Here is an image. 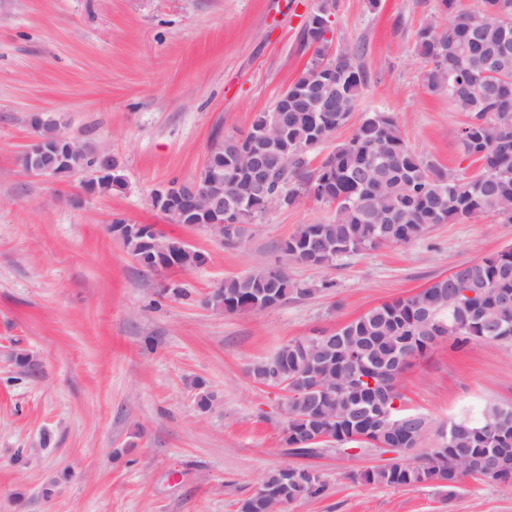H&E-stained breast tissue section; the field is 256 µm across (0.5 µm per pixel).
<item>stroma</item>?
Instances as JSON below:
<instances>
[{"label": "stroma", "mask_w": 512, "mask_h": 512, "mask_svg": "<svg viewBox=\"0 0 512 512\" xmlns=\"http://www.w3.org/2000/svg\"><path fill=\"white\" fill-rule=\"evenodd\" d=\"M311 3L0 0V512H238L287 464L317 469L326 491L283 512H512V483L358 481L393 462L380 448L292 455L285 391L249 374L290 340L333 333L512 247V222L436 224L408 244L307 266L280 245L299 225L333 221L335 205L311 195L271 205L231 245L152 205L155 189L194 179L215 139L247 132L299 77ZM428 23L446 25L440 0H338L334 38L365 47L359 115L393 113L412 149L454 169L462 150L451 131L466 116L422 86L416 33ZM38 119L114 156L124 186L86 198L88 171H27L20 158ZM116 217L157 225L207 261L163 277L145 270L107 233ZM275 264L310 295L259 313L206 306L224 279ZM195 379L216 395L209 411L196 406ZM399 390L427 422L403 455L414 463L454 419L512 405V345L439 342Z\"/></svg>", "instance_id": "stroma-1"}]
</instances>
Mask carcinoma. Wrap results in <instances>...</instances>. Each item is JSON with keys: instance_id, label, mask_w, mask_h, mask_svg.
Listing matches in <instances>:
<instances>
[{"instance_id": "cac0c4a2", "label": "carcinoma", "mask_w": 512, "mask_h": 512, "mask_svg": "<svg viewBox=\"0 0 512 512\" xmlns=\"http://www.w3.org/2000/svg\"><path fill=\"white\" fill-rule=\"evenodd\" d=\"M450 24L441 29L428 23L418 29L416 43L428 63L423 85L437 89L436 81L448 70V99L467 119L454 130L464 157L478 164L477 171L451 170L430 162L406 142L394 116L375 112L365 116L351 136L336 145L314 170H308L309 153L348 125L357 112L367 74L360 64L359 45L341 44L329 37L337 0H318L317 12L306 19L303 45L312 49L301 75L288 86L271 110L253 120L243 142L224 137V155L214 163L224 167V194L238 196L241 213L232 233L233 243L242 226L253 223L267 208L266 198L288 195L292 203L302 193L336 205L335 220L302 224L280 244L289 258L322 266L350 253L371 250L386 243H410L434 224L456 223L482 214L512 222V0H483L479 10L458 8L456 0H441ZM496 53L493 71L487 56ZM276 115L288 129V163L282 150H259L258 163L268 178L267 197L253 194L248 182L236 179L235 157L253 146L254 133L263 118ZM164 248L183 269L197 266L196 253L176 238L164 239ZM303 288L275 267L260 266L248 274L224 279L206 303L227 313L261 311L274 300L281 305L292 295L305 296ZM512 298V248L456 267L426 288L370 309L347 322L335 333L314 343V338L291 340L269 359L254 365L251 376L261 384L298 385L304 374L319 371L337 379L351 377L346 359L349 350L361 351L358 365H382L410 350L422 356L431 347L432 331L443 327L453 344L471 341L511 342L512 312L500 306ZM467 304L460 317L447 302ZM438 305L434 322L417 320L420 302ZM192 385L197 406L211 407L214 393L201 381ZM363 392L379 401L403 395L397 380L363 383ZM341 416L328 425L321 420L320 397L299 398L290 407L288 445L295 455L309 456L319 444L310 435L325 426L333 428L336 445L359 447L347 439L354 431L370 430L383 447L410 449L424 434L426 421L400 435L392 425L370 426L363 410L352 402L334 400ZM456 440L438 443L419 464H392L366 469L358 479L366 484L405 486L431 484L453 488L464 477L512 481V414L502 417L498 406L489 405L477 416L452 422ZM264 483L288 490V498L310 501L321 497L325 484L313 470L294 466L267 474Z\"/></svg>"}]
</instances>
